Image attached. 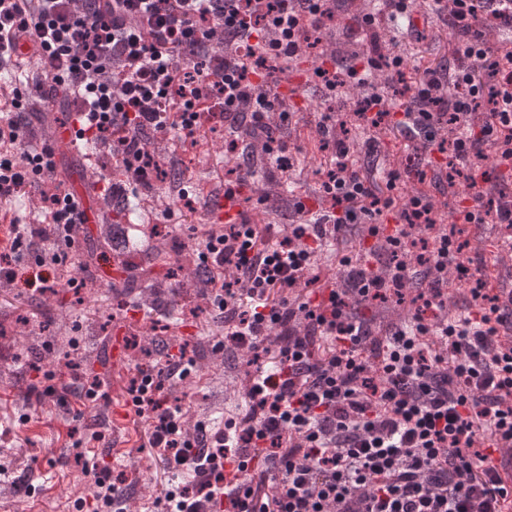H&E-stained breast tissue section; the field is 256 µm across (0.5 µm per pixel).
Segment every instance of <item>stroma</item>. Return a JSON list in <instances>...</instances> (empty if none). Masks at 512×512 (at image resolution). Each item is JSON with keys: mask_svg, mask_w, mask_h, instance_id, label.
<instances>
[{"mask_svg": "<svg viewBox=\"0 0 512 512\" xmlns=\"http://www.w3.org/2000/svg\"><path fill=\"white\" fill-rule=\"evenodd\" d=\"M317 63L315 56L308 55L292 62L288 72L291 86L297 89L287 100L293 119L284 131L297 146L293 168L281 172L267 167L242 191L248 214L268 224L273 239L292 219L296 201L311 206L320 196L322 177L317 170L326 153L316 124L327 105L319 90L306 83L310 67ZM149 149L163 168L180 172L179 185L193 200V208H185L171 195L168 182L159 180L149 188L135 187L124 206L107 205L105 196H98L87 211L86 229L78 231L67 250L70 265L53 269L54 290L23 293L0 279V330L8 336L0 341V512H70L76 499L89 494L88 479L77 460L83 448L124 472L128 512H156L163 467L153 449L143 445L147 422L127 405V388L141 357L130 349L112 357L109 349L116 334L155 335L168 352L186 347L195 368L173 394L187 419L206 422L241 411L242 393H226L224 385L242 381L245 365L241 357L229 353L212 357L209 341L223 333L224 321L210 299L188 288V271L182 266L183 255L197 249L209 227L205 217L209 202L224 191V131L204 128L189 141L160 133ZM383 150L388 162L400 167L401 192L431 194L441 214H448L455 199L435 194L430 183L419 182L414 174L415 169L426 168V161L416 160L412 149L393 137L386 139ZM109 152L102 144L90 146L82 154L59 160L58 167L76 181L124 178L118 160L102 164V156ZM130 222L139 227L135 239L146 242L147 248L144 256L130 254L119 261L101 246L100 227ZM74 274L93 279L95 293L69 288L67 281ZM150 287L165 293L176 288L181 296L178 303L166 300L154 308L141 299ZM12 345L27 346L29 355L44 361L75 353L81 372L101 382L103 398L77 421L73 413L81 407L76 398L64 403L29 394L34 375L14 361L8 351ZM88 424L101 432V440L76 445L71 429ZM116 442L125 447L117 457L111 454Z\"/></svg>", "mask_w": 512, "mask_h": 512, "instance_id": "stroma-1", "label": "stroma"}]
</instances>
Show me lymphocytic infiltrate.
<instances>
[{
  "mask_svg": "<svg viewBox=\"0 0 512 512\" xmlns=\"http://www.w3.org/2000/svg\"><path fill=\"white\" fill-rule=\"evenodd\" d=\"M334 3L0 0V71L14 62L16 38L34 36L42 98H63L62 126L111 147L132 182L148 183L158 168L153 134L192 137L201 101L221 103L236 173L228 196L254 180L258 157L289 168L280 133L291 115L276 76L332 25L367 27L378 11L405 23L444 18L455 33L454 67L425 68L413 86L402 56L379 44L345 68L315 66L312 78L339 102L318 126L331 152L322 208L297 204V223L271 244L248 221L202 240L201 260L222 273L211 291L224 315L213 353H264L272 364L250 374L243 413L222 426L187 424L169 406L166 392L191 373L185 352L138 371L129 394L135 415L150 420L147 444L165 470L188 476L165 486L160 512H503L512 499L487 465L492 450H512V292H488L463 231L512 225V195L472 175L491 153L512 164V51L490 39L494 28L512 32V0H371L370 10L343 14ZM381 73L402 83L399 99L378 91ZM353 85L366 94L349 107L342 97ZM10 93L0 205L38 189L53 241L72 242L87 215L56 179L50 146L33 145L26 96ZM354 128L371 159L361 169L349 160ZM390 132L432 160L436 185L462 189L449 222L424 193L396 200L399 170L381 164ZM386 214L394 229L381 224ZM354 240L369 261L344 259L341 277L319 286L310 276L318 253ZM23 249L37 252L35 265H17ZM55 260L35 225L18 220L0 247V278L31 289ZM452 276L469 284L453 317L444 293ZM385 304L406 314L377 335L365 312ZM83 471L94 512L121 504L124 474L93 458Z\"/></svg>",
  "mask_w": 512,
  "mask_h": 512,
  "instance_id": "f902f5d3",
  "label": "lymphocytic infiltrate"
}]
</instances>
